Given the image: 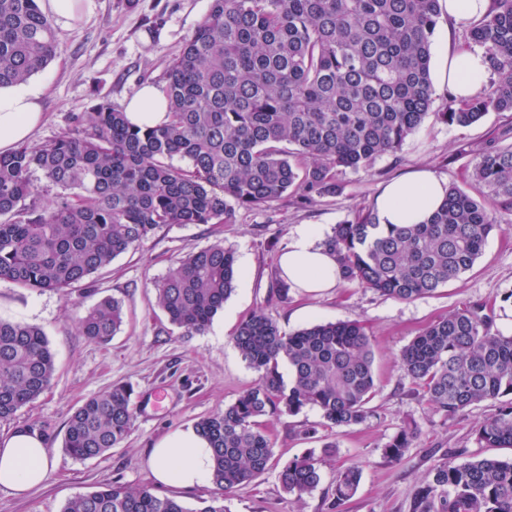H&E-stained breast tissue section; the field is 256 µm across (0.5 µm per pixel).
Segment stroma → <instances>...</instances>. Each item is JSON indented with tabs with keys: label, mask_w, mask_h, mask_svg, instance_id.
I'll list each match as a JSON object with an SVG mask.
<instances>
[{
	"label": "stroma",
	"mask_w": 512,
	"mask_h": 512,
	"mask_svg": "<svg viewBox=\"0 0 512 512\" xmlns=\"http://www.w3.org/2000/svg\"><path fill=\"white\" fill-rule=\"evenodd\" d=\"M210 4L211 0H84L87 21L70 30L56 29L55 58L27 83L40 91L44 105V121L33 145L71 131L72 114L87 111L99 100L121 109L142 84L164 86L169 63ZM511 127L512 112L488 113L468 127L427 119L401 151L378 158L370 171L339 173L341 190L336 195L310 204L291 195L269 210L240 208L231 224L168 226L65 297L1 281L0 317L40 327L56 367L48 390L12 420L0 422V438L19 427L37 430L45 437L56 468L46 485L28 497L0 493V512H61L69 498L115 481L149 485L146 462L156 441L223 412L256 383L257 373L242 359L232 336L240 322L259 309L288 332L317 321H362L371 340L377 390L370 402L372 417L358 427H323L314 410L267 419L276 466L225 500L227 512H328L336 476L352 464L361 468L362 479L343 512H409L419 481L448 449L463 448L471 456L511 457V448L488 450L475 440L476 426L494 411L492 403L473 406L452 420L429 412L402 371L400 352L429 324L477 302L492 306L500 332H512V223L488 239L481 256L459 280L411 302L345 281L324 293L290 289L284 303L271 293L280 278L276 258L299 225L316 224L331 232L357 211L373 207L391 179L421 167L446 184L468 188L474 152L501 145L502 131ZM219 241L233 248L237 258L248 259V269L205 332H184L158 307L154 283L178 258ZM112 297L123 303V324L109 342H92L82 335L77 320L101 299ZM117 383L135 389V419L128 437L102 456L70 458L64 452L69 416ZM409 419L421 430L415 448L400 461L387 460L385 443ZM310 424L318 427L312 438L302 433ZM328 443L335 449L326 454L322 448ZM311 449L323 454V480L299 500L283 492L277 467Z\"/></svg>",
	"instance_id": "stroma-1"
}]
</instances>
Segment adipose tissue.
I'll list each match as a JSON object with an SVG mask.
<instances>
[{
    "mask_svg": "<svg viewBox=\"0 0 512 512\" xmlns=\"http://www.w3.org/2000/svg\"><path fill=\"white\" fill-rule=\"evenodd\" d=\"M439 81L454 86L457 95L476 94L488 70L482 53L459 50L440 53L436 62ZM126 118L135 126H159L168 120L164 91L143 86L126 104ZM43 118L41 95L20 86L0 88V153L26 143ZM446 185L429 170L420 168L385 186L376 203L380 224H420L443 202ZM315 224L298 227L287 251L279 257V269L289 285L307 292H322L340 281L335 257L317 240ZM212 449L208 440L186 427L158 440L148 458L151 482L158 487L190 489L209 482ZM54 461L46 441L36 430L22 427L0 439V493L26 494L49 478Z\"/></svg>",
    "mask_w": 512,
    "mask_h": 512,
    "instance_id": "obj_1",
    "label": "adipose tissue"
}]
</instances>
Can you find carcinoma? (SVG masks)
<instances>
[{"instance_id": "cac0c4a2", "label": "carcinoma", "mask_w": 512, "mask_h": 512, "mask_svg": "<svg viewBox=\"0 0 512 512\" xmlns=\"http://www.w3.org/2000/svg\"><path fill=\"white\" fill-rule=\"evenodd\" d=\"M439 0H211L208 13L165 74L169 121L133 126L101 100L72 116L76 133L0 154V281L67 294L112 260L170 224H232L236 209L271 208L290 194L305 202L340 190L337 174L369 170L395 154L430 117L433 38ZM490 81L473 97L448 95L444 123L469 126L489 112H512V0H491L468 21ZM56 54L51 19L36 0H0V87L22 85ZM180 158L182 166L173 164ZM57 189L48 201L35 174ZM474 192L447 189L424 224L378 223L373 209L336 225L321 245L340 277L382 296L413 301L472 268L500 218L512 217V146L476 153ZM238 275L232 249L217 242L177 259L155 285L174 326L205 331ZM123 322L122 302L106 298L78 324L103 343ZM258 374L224 412L196 422L214 450L217 497L198 512H227L224 497L271 467L274 444L263 419L307 408L321 425L359 426L373 415L370 338L361 322H319L282 330L262 311L233 337ZM291 370L289 380L279 371ZM405 376L429 410L454 419L497 404L475 430L484 448H512V335L495 328L484 304L467 305L425 327L400 353ZM55 372L43 331L0 319V420L35 401ZM133 386L89 398L69 417L64 450L99 457L130 433ZM406 422L384 445L401 460L415 447ZM361 478L342 469L331 509L342 512ZM300 499L322 481L311 450L278 472ZM62 512H187L173 496L114 482L68 499ZM409 512H512V458H474L448 449L416 488Z\"/></svg>"}]
</instances>
